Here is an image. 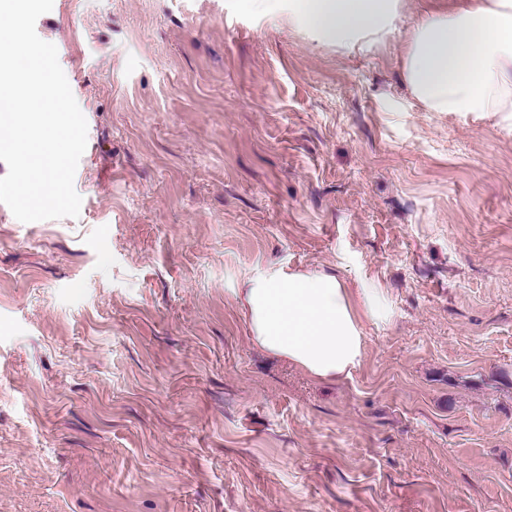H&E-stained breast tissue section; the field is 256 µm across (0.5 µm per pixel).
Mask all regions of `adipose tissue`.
Listing matches in <instances>:
<instances>
[{"mask_svg": "<svg viewBox=\"0 0 512 512\" xmlns=\"http://www.w3.org/2000/svg\"><path fill=\"white\" fill-rule=\"evenodd\" d=\"M403 0H288V22L313 41L354 51L390 33ZM405 81L428 112L512 115V0H460L420 17ZM238 301L251 341L314 378L349 375L373 307L330 273L271 270L244 281Z\"/></svg>", "mask_w": 512, "mask_h": 512, "instance_id": "adipose-tissue-1", "label": "adipose tissue"}]
</instances>
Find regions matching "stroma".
<instances>
[{
    "mask_svg": "<svg viewBox=\"0 0 512 512\" xmlns=\"http://www.w3.org/2000/svg\"><path fill=\"white\" fill-rule=\"evenodd\" d=\"M433 0L342 54L286 0H54L79 217L0 203V512H512V118L427 112ZM371 299L351 374L250 340L235 288Z\"/></svg>",
    "mask_w": 512,
    "mask_h": 512,
    "instance_id": "stroma-1",
    "label": "stroma"
}]
</instances>
